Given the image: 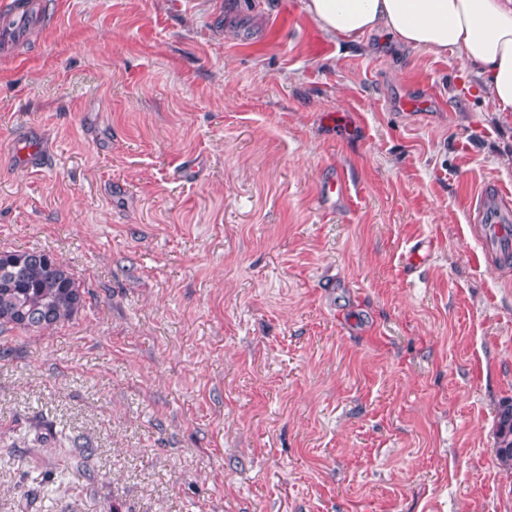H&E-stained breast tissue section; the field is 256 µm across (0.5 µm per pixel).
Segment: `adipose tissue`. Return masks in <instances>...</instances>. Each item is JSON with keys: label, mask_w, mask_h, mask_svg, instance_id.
<instances>
[{"label": "adipose tissue", "mask_w": 512, "mask_h": 512, "mask_svg": "<svg viewBox=\"0 0 512 512\" xmlns=\"http://www.w3.org/2000/svg\"><path fill=\"white\" fill-rule=\"evenodd\" d=\"M326 35L382 31L415 50L452 52L493 111L512 113V0H301Z\"/></svg>", "instance_id": "obj_1"}]
</instances>
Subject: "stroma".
<instances>
[{
	"label": "stroma",
	"mask_w": 512,
	"mask_h": 512,
	"mask_svg": "<svg viewBox=\"0 0 512 512\" xmlns=\"http://www.w3.org/2000/svg\"><path fill=\"white\" fill-rule=\"evenodd\" d=\"M40 2L0 46V251L85 303L0 332V512H512L473 209L512 114L464 62L301 0Z\"/></svg>",
	"instance_id": "35a3bbf8"
}]
</instances>
